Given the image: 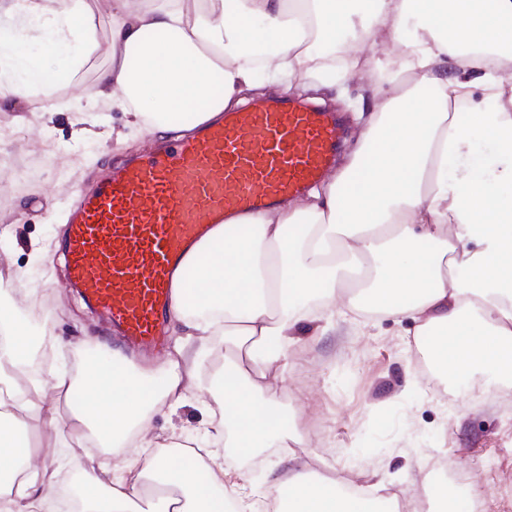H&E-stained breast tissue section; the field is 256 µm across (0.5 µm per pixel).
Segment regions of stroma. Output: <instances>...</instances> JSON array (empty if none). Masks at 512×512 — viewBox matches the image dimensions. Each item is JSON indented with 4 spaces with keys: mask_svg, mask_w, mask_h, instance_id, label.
<instances>
[{
    "mask_svg": "<svg viewBox=\"0 0 512 512\" xmlns=\"http://www.w3.org/2000/svg\"><path fill=\"white\" fill-rule=\"evenodd\" d=\"M107 57L93 54L59 99L0 102V130L23 134L37 175L0 198V256L15 288L9 301L21 323L37 308L50 321L53 341L42 375L77 374L94 337L117 338L111 322L66 279L63 258L67 216L81 193L130 158L157 150L159 137L133 132L121 110L85 108L75 121L72 104L89 88ZM379 83L339 78L313 82L309 100L333 107L345 133L336 158L344 166L368 118L363 102ZM27 113L29 124L16 117ZM38 294H30L29 286ZM415 323H397L365 310L337 316L336 331L316 336L301 325L289 348L279 385L289 426L276 437L274 457L296 455L358 478L369 490L392 489L406 500L422 498L425 482L445 481L458 512H512V382L480 374L451 382L422 361ZM215 397L188 393L174 416L160 415L153 434L208 430L216 446L224 432Z\"/></svg>",
    "mask_w": 512,
    "mask_h": 512,
    "instance_id": "35a3bbf8",
    "label": "stroma"
}]
</instances>
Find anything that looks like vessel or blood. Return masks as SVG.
<instances>
[{
  "label": "vessel or blood",
  "mask_w": 512,
  "mask_h": 512,
  "mask_svg": "<svg viewBox=\"0 0 512 512\" xmlns=\"http://www.w3.org/2000/svg\"><path fill=\"white\" fill-rule=\"evenodd\" d=\"M338 118L287 99L259 101L199 126L146 159L116 168L71 213L70 282L134 346L165 341L173 278L195 287L186 254L212 228L303 194L335 163Z\"/></svg>",
  "instance_id": "1"
}]
</instances>
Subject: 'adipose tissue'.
Returning <instances> with one entry per match:
<instances>
[{"label":"adipose tissue","mask_w":512,"mask_h":512,"mask_svg":"<svg viewBox=\"0 0 512 512\" xmlns=\"http://www.w3.org/2000/svg\"><path fill=\"white\" fill-rule=\"evenodd\" d=\"M109 64L87 96L121 109L130 128L173 130L227 111L252 87V60L275 82L320 72L340 52L345 77L372 79L382 46L392 68L359 149L309 203H282L224 227L189 257L203 294L178 288L174 337L161 366L86 363L78 377L31 379L25 329L0 312V373L24 380L0 416V512H376L340 481L285 459L264 502L228 485L219 456L191 442L158 441L156 414L195 391L219 398L228 447L242 456L283 427L276 381L297 327L337 307L412 318L421 350L446 377L512 376V0H111ZM0 98L52 101L99 47L87 0H0ZM362 27L347 41L344 31ZM39 35L37 53L26 47ZM493 145L485 162L475 139ZM358 288L340 284L356 266ZM236 348L211 371L216 342ZM86 391L72 430L119 461L109 480L87 464L68 496L58 469L40 461L30 421L54 424L59 402ZM150 452L146 463L129 448Z\"/></svg>","instance_id":"ef3b65f1"}]
</instances>
